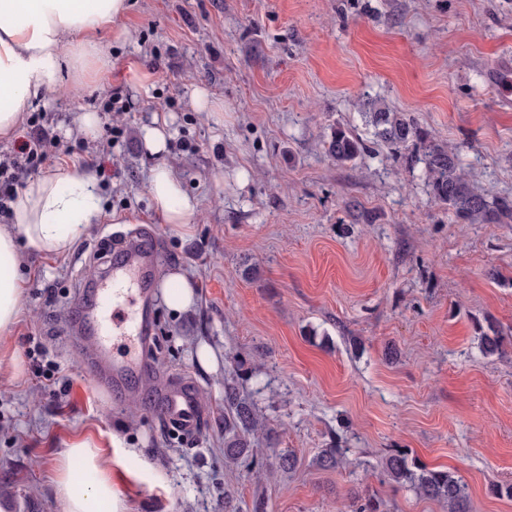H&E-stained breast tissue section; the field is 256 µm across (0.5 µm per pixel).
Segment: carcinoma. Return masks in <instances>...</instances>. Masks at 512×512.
Listing matches in <instances>:
<instances>
[{
    "label": "carcinoma",
    "instance_id": "cac0c4a2",
    "mask_svg": "<svg viewBox=\"0 0 512 512\" xmlns=\"http://www.w3.org/2000/svg\"><path fill=\"white\" fill-rule=\"evenodd\" d=\"M365 126L375 139L394 147H413L412 159L423 164L425 180L435 200L452 210L462 223L476 220L496 223L512 217V198L488 200L467 183L457 155L448 146L432 141L416 121L403 112L384 105H372L362 113ZM365 149L362 139L336 128L328 141L327 151L340 164L355 160ZM224 457L230 460L248 458L246 436L258 427L254 408L238 398L236 389L225 387ZM384 473L394 482L410 485L420 496L445 502L448 512H469L468 486L450 471L433 470L409 461L407 454L397 451L385 457Z\"/></svg>",
    "mask_w": 512,
    "mask_h": 512
}]
</instances>
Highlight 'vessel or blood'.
I'll return each mask as SVG.
<instances>
[{
    "instance_id": "obj_1",
    "label": "vessel or blood",
    "mask_w": 512,
    "mask_h": 512,
    "mask_svg": "<svg viewBox=\"0 0 512 512\" xmlns=\"http://www.w3.org/2000/svg\"><path fill=\"white\" fill-rule=\"evenodd\" d=\"M159 255L155 244L121 239L104 272L84 287L75 329L87 347L82 365L101 386H120L143 375L138 349L146 340ZM151 397L168 426L185 435L196 432L201 409L191 381L176 379L154 387Z\"/></svg>"
}]
</instances>
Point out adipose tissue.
Returning a JSON list of instances; mask_svg holds the SVG:
<instances>
[{
	"instance_id": "adipose-tissue-1",
	"label": "adipose tissue",
	"mask_w": 512,
	"mask_h": 512,
	"mask_svg": "<svg viewBox=\"0 0 512 512\" xmlns=\"http://www.w3.org/2000/svg\"><path fill=\"white\" fill-rule=\"evenodd\" d=\"M128 0H0V140L12 139L35 100L61 85L83 91L112 66V44L130 39ZM98 171L63 165L29 180L0 225V337L21 315L26 252L59 254L102 214ZM165 223H197L199 202L171 167L153 169L147 185ZM61 512H116L111 470L80 442L54 465Z\"/></svg>"
}]
</instances>
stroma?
<instances>
[{
	"label": "stroma",
	"mask_w": 512,
	"mask_h": 512,
	"mask_svg": "<svg viewBox=\"0 0 512 512\" xmlns=\"http://www.w3.org/2000/svg\"><path fill=\"white\" fill-rule=\"evenodd\" d=\"M124 23L132 37L94 88L26 114L60 139L47 167H98L103 217L65 253L28 256L22 314L0 340L14 512H59L54 463L77 442L110 459L118 512H224L228 495L238 512H356L370 498L380 512H448L384 474L397 450L460 477L470 512H512L493 492L512 484V222L457 223L360 115L368 100L410 114L456 150L475 192L512 197V103L486 79L512 61V0H131ZM199 88L223 123L192 108ZM87 112L116 137L85 138ZM156 119L170 138L152 155L142 129ZM339 127L366 145L343 165L324 148ZM162 164L198 198V223L154 212L146 187ZM116 213L144 220L160 274L194 291L179 312L156 297L148 349L163 376L196 384L205 416L189 440L147 407L148 388L103 390L81 364L82 285L109 263L102 241L132 230ZM492 328L503 346L487 356ZM228 385L262 418L249 462L224 458ZM336 447L347 464L321 467Z\"/></svg>",
	"instance_id": "35a3bbf8"
}]
</instances>
